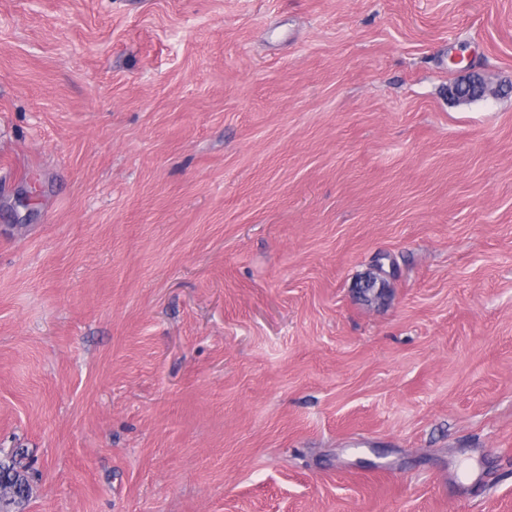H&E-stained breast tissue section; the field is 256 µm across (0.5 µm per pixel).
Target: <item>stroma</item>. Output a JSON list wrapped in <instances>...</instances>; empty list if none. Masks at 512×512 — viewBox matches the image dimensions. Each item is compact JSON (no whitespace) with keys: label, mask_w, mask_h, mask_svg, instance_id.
I'll list each match as a JSON object with an SVG mask.
<instances>
[{"label":"stroma","mask_w":512,"mask_h":512,"mask_svg":"<svg viewBox=\"0 0 512 512\" xmlns=\"http://www.w3.org/2000/svg\"><path fill=\"white\" fill-rule=\"evenodd\" d=\"M19 448L12 512H512V0H0Z\"/></svg>","instance_id":"1"}]
</instances>
